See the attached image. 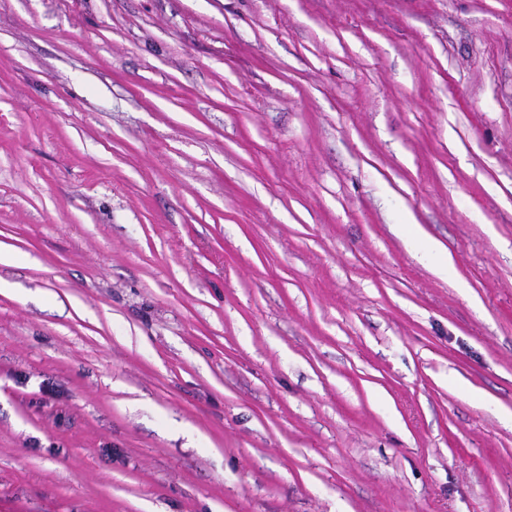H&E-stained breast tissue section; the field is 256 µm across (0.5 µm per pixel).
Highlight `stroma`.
Wrapping results in <instances>:
<instances>
[{
    "label": "stroma",
    "mask_w": 512,
    "mask_h": 512,
    "mask_svg": "<svg viewBox=\"0 0 512 512\" xmlns=\"http://www.w3.org/2000/svg\"><path fill=\"white\" fill-rule=\"evenodd\" d=\"M1 251L0 512H512V0H0Z\"/></svg>",
    "instance_id": "stroma-1"
}]
</instances>
